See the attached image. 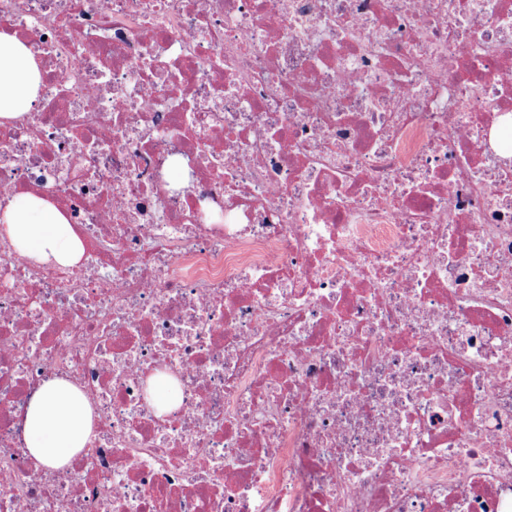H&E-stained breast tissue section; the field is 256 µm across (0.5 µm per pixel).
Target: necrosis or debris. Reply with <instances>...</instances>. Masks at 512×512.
Masks as SVG:
<instances>
[{"label": "necrosis or debris", "instance_id": "obj_1", "mask_svg": "<svg viewBox=\"0 0 512 512\" xmlns=\"http://www.w3.org/2000/svg\"><path fill=\"white\" fill-rule=\"evenodd\" d=\"M0 512H512V0H0ZM163 374L178 401L159 409ZM89 443L28 451L40 385ZM41 80L30 48L15 35L0 33V119L28 111ZM0 223V238L41 264L75 265L83 253V242L63 211L34 193H18L0 205ZM26 447L51 470L65 469L92 435L91 409L70 383L61 379L44 382L24 417Z\"/></svg>", "mask_w": 512, "mask_h": 512}]
</instances>
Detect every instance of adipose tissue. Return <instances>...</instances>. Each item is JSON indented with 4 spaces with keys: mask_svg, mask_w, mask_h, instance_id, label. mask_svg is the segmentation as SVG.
<instances>
[{
    "mask_svg": "<svg viewBox=\"0 0 512 512\" xmlns=\"http://www.w3.org/2000/svg\"><path fill=\"white\" fill-rule=\"evenodd\" d=\"M41 80L38 63L19 38L0 33V119L28 111ZM0 238L15 251L42 264L71 266L84 250L83 242L63 211L42 197L22 192L0 205ZM26 446L51 470L65 469L92 435L91 409L70 383L44 382L24 417Z\"/></svg>",
    "mask_w": 512,
    "mask_h": 512,
    "instance_id": "obj_1",
    "label": "adipose tissue"
}]
</instances>
